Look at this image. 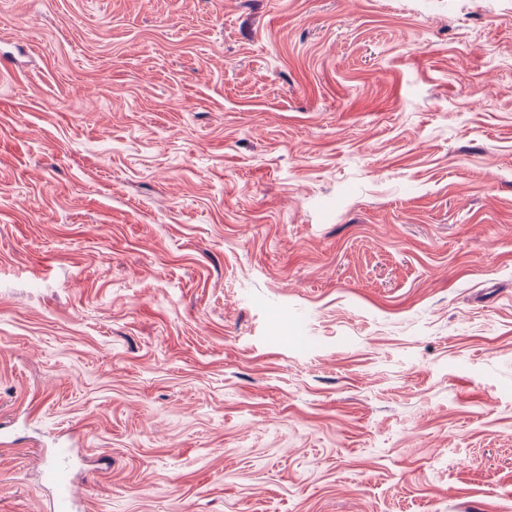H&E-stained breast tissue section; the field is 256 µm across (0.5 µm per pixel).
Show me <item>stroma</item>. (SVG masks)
<instances>
[{
  "instance_id": "stroma-1",
  "label": "stroma",
  "mask_w": 512,
  "mask_h": 512,
  "mask_svg": "<svg viewBox=\"0 0 512 512\" xmlns=\"http://www.w3.org/2000/svg\"><path fill=\"white\" fill-rule=\"evenodd\" d=\"M1 418L0 512H512V0H0ZM71 452L72 448H56L55 464L43 469L44 480L54 491L50 508L53 512H74L77 507L69 464Z\"/></svg>"
}]
</instances>
